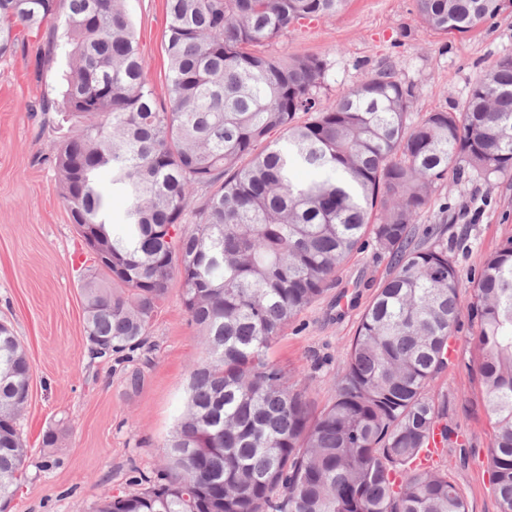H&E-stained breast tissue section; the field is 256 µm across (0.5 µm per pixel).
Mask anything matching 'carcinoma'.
I'll use <instances>...</instances> for the list:
<instances>
[{
	"mask_svg": "<svg viewBox=\"0 0 512 512\" xmlns=\"http://www.w3.org/2000/svg\"><path fill=\"white\" fill-rule=\"evenodd\" d=\"M346 2L166 0L160 102L125 0H0V58L45 28L41 61H71L62 110L72 130L54 168L79 235L94 240L85 336L109 341L106 358L140 346L177 284L205 351L159 449L165 472L135 493L101 496L94 512H468L448 473L416 464L430 438L451 440L428 387L448 365L462 284L448 247L425 245L414 220L448 176L512 169V56L482 71L455 112L413 120L414 87L388 64L325 106L324 60L263 47ZM415 6L428 31L465 34L512 0ZM277 132L285 145L270 140ZM298 168L313 177L297 180ZM115 194L127 200L117 233ZM368 239L392 273L362 315L332 400L314 412L267 351ZM470 288L493 418L486 469L499 512H512V238ZM30 379L1 323V497L25 473L17 420Z\"/></svg>",
	"mask_w": 512,
	"mask_h": 512,
	"instance_id": "1",
	"label": "carcinoma"
}]
</instances>
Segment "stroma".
Masks as SVG:
<instances>
[{
    "instance_id": "1",
    "label": "stroma",
    "mask_w": 512,
    "mask_h": 512,
    "mask_svg": "<svg viewBox=\"0 0 512 512\" xmlns=\"http://www.w3.org/2000/svg\"><path fill=\"white\" fill-rule=\"evenodd\" d=\"M126 7L149 84L165 98V0H126ZM284 49L325 60L323 104L387 63L414 86V116L452 112L481 71L512 56V8L470 33L443 37L423 27L415 0H349L335 16L291 27L269 47ZM36 53L32 38L0 58V322L12 326L31 365L19 420L26 475L0 512H91L102 492H134L139 477L162 469L159 448L184 408L190 370L204 349L174 290L144 347L91 358L80 295L85 256L53 166L58 114L39 109L58 99L66 63L43 65ZM415 222L428 230L426 244H447L463 285L461 301L469 303L468 283L483 258L512 237V170L486 180L448 179ZM391 271L388 255L366 245L270 349L313 409L331 400L362 314ZM476 332L471 316H462L451 337L452 359L429 387L447 405L452 432L433 465L461 489L468 512H498L485 471L493 420L476 372ZM135 370L142 383L133 390L127 377ZM50 431L57 441L47 448L42 440Z\"/></svg>"
}]
</instances>
